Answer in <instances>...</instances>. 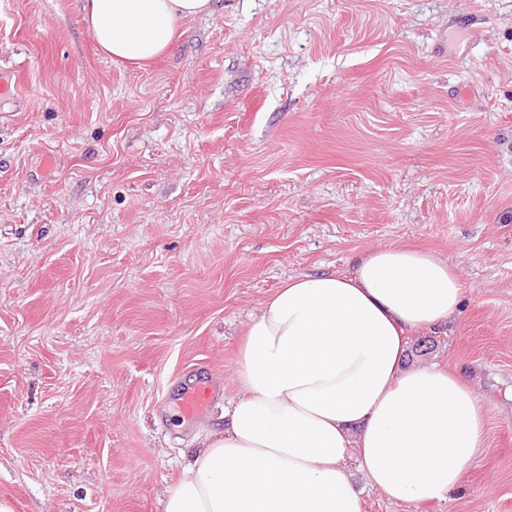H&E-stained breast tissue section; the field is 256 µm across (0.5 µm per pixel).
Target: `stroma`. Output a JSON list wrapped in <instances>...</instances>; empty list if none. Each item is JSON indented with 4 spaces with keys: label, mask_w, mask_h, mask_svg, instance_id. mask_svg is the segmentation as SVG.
Masks as SVG:
<instances>
[{
    "label": "stroma",
    "mask_w": 512,
    "mask_h": 512,
    "mask_svg": "<svg viewBox=\"0 0 512 512\" xmlns=\"http://www.w3.org/2000/svg\"><path fill=\"white\" fill-rule=\"evenodd\" d=\"M82 6L0 0V498L159 512L265 301L396 244L459 276L404 364L459 373L487 442L452 500L363 512H512V0H214L143 69ZM212 394V389L206 382H199L179 396L177 399L178 409L185 417L195 418L207 409Z\"/></svg>",
    "instance_id": "1"
}]
</instances>
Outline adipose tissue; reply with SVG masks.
<instances>
[{"label":"adipose tissue","instance_id":"adipose-tissue-1","mask_svg":"<svg viewBox=\"0 0 512 512\" xmlns=\"http://www.w3.org/2000/svg\"><path fill=\"white\" fill-rule=\"evenodd\" d=\"M212 8V0L83 4L100 50L138 67ZM462 300L446 261L400 246L365 253L345 276L288 279L247 329L240 397L161 512H362L367 487L401 502L447 500L485 446V413L457 375L403 361L410 334L445 325Z\"/></svg>","mask_w":512,"mask_h":512}]
</instances>
